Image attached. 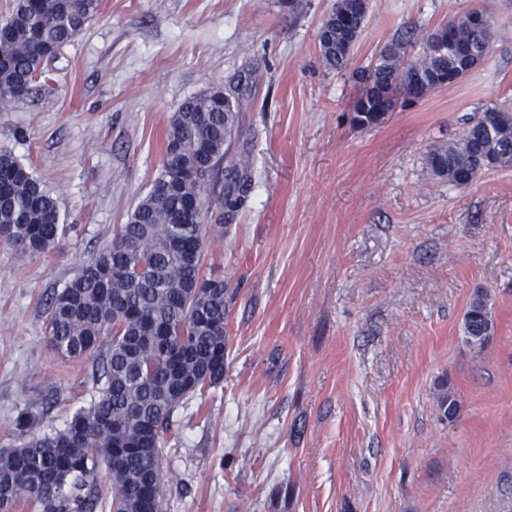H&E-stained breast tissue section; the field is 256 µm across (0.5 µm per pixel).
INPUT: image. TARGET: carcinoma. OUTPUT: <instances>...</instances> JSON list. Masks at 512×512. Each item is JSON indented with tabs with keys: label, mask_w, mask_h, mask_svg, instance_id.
Returning <instances> with one entry per match:
<instances>
[{
	"label": "carcinoma",
	"mask_w": 512,
	"mask_h": 512,
	"mask_svg": "<svg viewBox=\"0 0 512 512\" xmlns=\"http://www.w3.org/2000/svg\"><path fill=\"white\" fill-rule=\"evenodd\" d=\"M100 8L101 0H14L0 22V105L28 94L44 63ZM368 9L369 0H336L325 16L318 48L327 69L350 65ZM448 28L454 46L436 31L423 38L413 64L402 65L399 44L363 72L359 126L377 124L394 107L397 86L420 98L445 79L460 81L486 58L495 23L477 27L466 12L450 18ZM236 122L235 104L219 93L185 99L169 119L150 189L113 228L112 241L55 294L46 316L52 350L66 361L97 358V395L51 434L32 433L35 415L17 413L12 430L23 442L0 451V512H97L104 494L109 512H146L144 492L157 491L158 448L175 413L224 381L229 289L224 278L203 273V261L207 214L216 203H242L251 182L248 158L222 167ZM427 162L455 187L488 166H512V112L478 113L457 141L430 150ZM65 231L50 190L12 151L1 150L0 241L40 255ZM494 332L489 295L477 292L464 316L465 342L481 349ZM102 467L110 480L105 490Z\"/></svg>",
	"instance_id": "cac0c4a2"
}]
</instances>
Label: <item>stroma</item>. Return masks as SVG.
<instances>
[{"label":"stroma","mask_w":512,"mask_h":512,"mask_svg":"<svg viewBox=\"0 0 512 512\" xmlns=\"http://www.w3.org/2000/svg\"><path fill=\"white\" fill-rule=\"evenodd\" d=\"M334 3L102 0L0 107V148L68 226L46 255L0 243V449L19 409L43 434L89 404L93 362L52 352L48 305L148 192L171 113L236 90L225 162L248 155L251 186L214 207L204 260L228 285L229 355L163 439L161 512H512V167L458 188L426 164L472 114L512 112V0H370L339 73L318 52ZM477 5L496 22L479 66L354 123L381 50ZM479 290L495 335L477 351ZM487 292H477L464 316L465 342L473 348H483L494 336L495 324Z\"/></svg>","instance_id":"1"}]
</instances>
